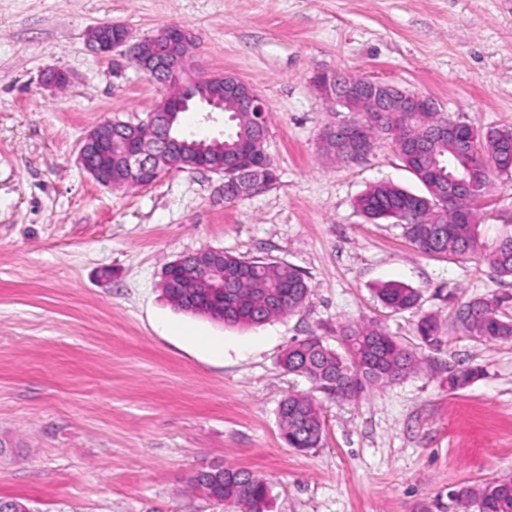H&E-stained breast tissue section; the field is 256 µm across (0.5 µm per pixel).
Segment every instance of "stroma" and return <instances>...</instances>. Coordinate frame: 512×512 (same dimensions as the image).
<instances>
[{
  "instance_id": "stroma-1",
  "label": "stroma",
  "mask_w": 512,
  "mask_h": 512,
  "mask_svg": "<svg viewBox=\"0 0 512 512\" xmlns=\"http://www.w3.org/2000/svg\"><path fill=\"white\" fill-rule=\"evenodd\" d=\"M135 37L170 24L195 38L192 64L250 83L268 109L278 178L225 201L215 173L179 169L108 190L78 163L107 118L137 121L161 87L94 54L104 22ZM69 76L42 83L46 70ZM377 79L435 100L483 130L512 124V0H0V499L31 512H225L190 477L234 465L266 477L268 512H461L464 484L512 479V342L484 344L452 321L512 278L478 259L420 253L399 225L355 208L369 184L422 186L389 139L357 161L322 153L351 113L313 88L316 71ZM485 250L512 232V176L478 210ZM204 248L288 263L308 280L295 313L232 327L173 308L163 268ZM420 293L394 313L375 290ZM439 315L444 343L419 372L355 401L319 396V447L284 443L281 400L310 383L284 372L292 340L379 322L401 343ZM481 379L448 389V369Z\"/></svg>"
}]
</instances>
